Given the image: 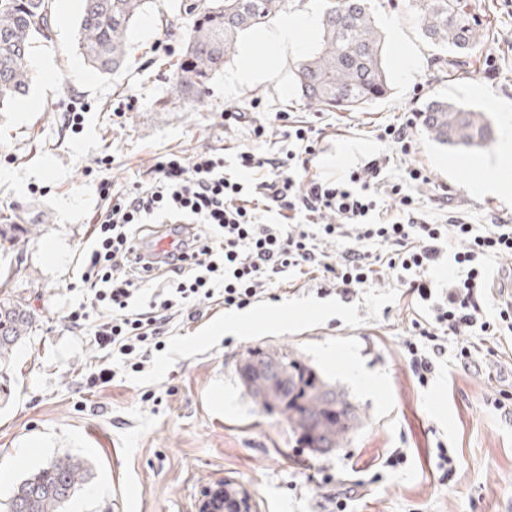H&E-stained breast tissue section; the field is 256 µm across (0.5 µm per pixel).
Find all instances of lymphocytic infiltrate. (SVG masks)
<instances>
[{"mask_svg": "<svg viewBox=\"0 0 512 512\" xmlns=\"http://www.w3.org/2000/svg\"><path fill=\"white\" fill-rule=\"evenodd\" d=\"M286 136L297 148L283 158L237 151L241 169L261 173L247 184L209 149L160 156L146 178L122 189L99 181L108 207L95 214L80 276L68 285L87 296L66 320L102 353L86 370L85 387L113 383L117 361L143 371L165 349L174 319H197L200 300L243 309L268 298V283L289 273L350 300L382 271H395L404 303L428 309L412 319L403 343L419 386H428L447 354L466 370L486 356L512 360V270L496 280L486 272L489 259L512 256L511 218L494 212L478 226L454 209L447 223L433 222L403 189L427 182L423 167H407L391 183L387 161L375 158L327 179L311 170L317 144L307 129L289 125ZM385 195L396 212L379 206ZM154 224L181 235L176 252L149 253L145 232ZM329 242L335 251L326 250ZM375 244L385 253H372ZM446 252L448 285L437 288L429 274Z\"/></svg>", "mask_w": 512, "mask_h": 512, "instance_id": "f902f5d3", "label": "lymphocytic infiltrate"}]
</instances>
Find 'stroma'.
I'll list each match as a JSON object with an SVG mask.
<instances>
[{"instance_id": "1", "label": "stroma", "mask_w": 512, "mask_h": 512, "mask_svg": "<svg viewBox=\"0 0 512 512\" xmlns=\"http://www.w3.org/2000/svg\"><path fill=\"white\" fill-rule=\"evenodd\" d=\"M469 2L489 36L464 66L453 67L442 63L403 0H375L393 90L362 110L331 112L301 99L284 76L315 46L318 30H298L280 69L256 31L244 33L237 59L201 101L170 105L178 32L192 23L182 0H152L129 33L126 65L112 75L88 67L76 49L80 0H54L52 38L37 42L30 56L27 102L0 112V224L24 227L0 239V272L35 319L0 377V503L30 472L68 454L91 467L68 512H197L202 490L220 482L246 488L254 512H328L330 497L354 482L349 512H512V424L488 404L512 384V366L498 365L491 380L458 370L445 356L427 387L414 386L401 355L413 312L400 303L395 278L350 302L319 294L303 278L292 287L279 282L278 301L243 310L200 303L201 317L175 324L167 350L143 372H119L91 393L82 375L100 352L65 319L75 300L67 285L104 206L99 180L121 188L159 155L205 148L223 152L227 173L238 174V147L287 150L279 112L323 131L312 168L324 177L387 154L395 159L390 179H400L408 161L425 168L428 183L410 192L433 221L448 217L432 200L442 185L475 223L493 209L512 213V195L476 189L498 165V142L512 127V0ZM407 52L416 57L409 70L401 64ZM246 55L259 78L239 86L233 78ZM436 98L490 112L494 143L455 151L433 143L419 125L415 151L403 162L399 148L377 139L378 128L421 113ZM228 108L245 122L225 120ZM258 121L266 131L257 140L251 130ZM252 348L293 353L335 382L364 427L326 455L299 445L287 421L260 412L239 379ZM355 364L365 380L352 377ZM440 442L455 458L450 482L434 474Z\"/></svg>"}]
</instances>
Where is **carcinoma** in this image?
<instances>
[{"mask_svg": "<svg viewBox=\"0 0 512 512\" xmlns=\"http://www.w3.org/2000/svg\"><path fill=\"white\" fill-rule=\"evenodd\" d=\"M77 49L91 68L114 74L124 64L129 32L150 0H81ZM287 0H204L188 5L196 20L183 39L176 76L167 90L173 104L205 92L209 81L237 53L242 33L269 24ZM320 38L294 63L293 79L301 96L328 111H353L382 101L391 91L384 37L376 26L371 0H320ZM405 7L420 24L424 37L449 51L450 62L465 64L471 49L488 32L465 0H407ZM53 0H0V111L18 105L29 93L28 60L33 44L50 40ZM424 125L436 143L460 151L483 149L493 141L486 112L460 102L431 101ZM33 316L25 300L0 298V370L32 332ZM250 358H268L288 366L291 383L271 394L258 378L239 370L261 411L285 416L300 445L311 447L302 421L319 430L323 447L342 448L362 427L356 407L336 385L314 368L283 351L252 349ZM90 469L78 457L65 455L31 473L13 489L8 512H66Z\"/></svg>", "mask_w": 512, "mask_h": 512, "instance_id": "obj_1", "label": "carcinoma"}]
</instances>
